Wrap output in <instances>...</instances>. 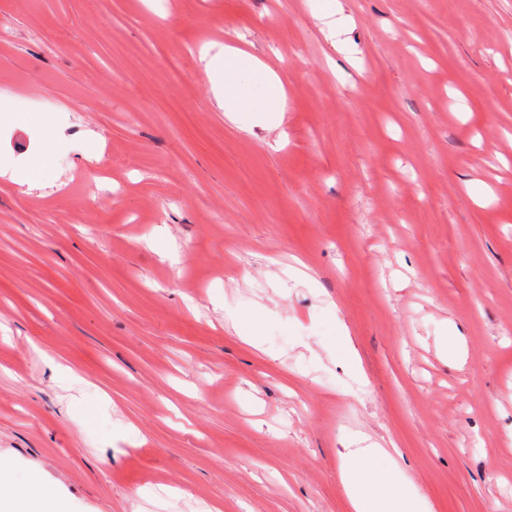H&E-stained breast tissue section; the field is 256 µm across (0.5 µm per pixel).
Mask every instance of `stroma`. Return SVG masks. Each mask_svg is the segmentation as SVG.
<instances>
[{"label": "stroma", "instance_id": "stroma-1", "mask_svg": "<svg viewBox=\"0 0 512 512\" xmlns=\"http://www.w3.org/2000/svg\"><path fill=\"white\" fill-rule=\"evenodd\" d=\"M0 101V455L67 512H349L358 431L512 512V0H0ZM239 50L224 45V51L206 62L218 108L231 121L239 119V109L247 103L251 127L278 128L284 120L285 91L277 75L259 59L252 57L251 67L260 78V87L242 79Z\"/></svg>", "mask_w": 512, "mask_h": 512}]
</instances>
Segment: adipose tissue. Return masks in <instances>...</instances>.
<instances>
[{"instance_id": "obj_1", "label": "adipose tissue", "mask_w": 512, "mask_h": 512, "mask_svg": "<svg viewBox=\"0 0 512 512\" xmlns=\"http://www.w3.org/2000/svg\"><path fill=\"white\" fill-rule=\"evenodd\" d=\"M251 66L259 78L252 85L242 79L243 68L236 48L224 50L206 63L218 108L232 121L238 120L241 106H248L254 126L280 127L284 120L285 91L277 75L259 59ZM341 454V483L351 512H434L432 501L415 488L413 482H400L390 472L369 468L372 459L385 456L386 450L368 436L350 437ZM0 512H65L60 502L47 495L38 471H21L9 460L0 458Z\"/></svg>"}]
</instances>
